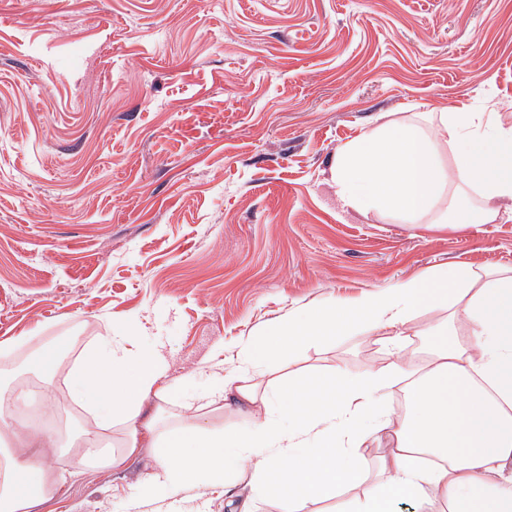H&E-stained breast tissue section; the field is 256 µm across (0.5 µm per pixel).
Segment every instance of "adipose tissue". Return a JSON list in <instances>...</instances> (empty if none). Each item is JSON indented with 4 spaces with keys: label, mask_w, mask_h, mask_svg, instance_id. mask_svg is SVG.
<instances>
[{
    "label": "adipose tissue",
    "mask_w": 512,
    "mask_h": 512,
    "mask_svg": "<svg viewBox=\"0 0 512 512\" xmlns=\"http://www.w3.org/2000/svg\"><path fill=\"white\" fill-rule=\"evenodd\" d=\"M332 173L342 205L404 224L465 227L512 220V122L462 107L419 112L340 146ZM439 315L418 374L406 370L414 318ZM382 336L385 364L361 373L337 368L341 392L323 401L313 388L284 384L277 358L317 336H332L351 316ZM126 336H103L63 364L56 348L27 370L63 378L72 402L92 413L68 439L37 426L0 424V512H37L63 481L53 467L32 469L16 448L77 449L80 464L118 467L139 449L152 471L139 485L142 512H160L159 495L203 483L232 487L248 478L250 498L278 512H311L339 500V512H512V267L477 271L440 265L354 301L289 311L245 345L237 366L202 388L165 383L161 356L131 351ZM401 389L405 405L388 401ZM155 398L145 407L146 398ZM181 399L161 437L160 404ZM236 405L243 424L210 435L204 411ZM121 426V452L104 438ZM382 436L392 448L376 468L362 449Z\"/></svg>",
    "instance_id": "adipose-tissue-1"
}]
</instances>
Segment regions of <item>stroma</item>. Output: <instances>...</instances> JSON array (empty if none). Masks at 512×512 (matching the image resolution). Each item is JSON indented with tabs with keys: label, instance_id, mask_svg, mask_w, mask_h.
Returning <instances> with one entry per match:
<instances>
[{
	"label": "stroma",
	"instance_id": "obj_1",
	"mask_svg": "<svg viewBox=\"0 0 512 512\" xmlns=\"http://www.w3.org/2000/svg\"><path fill=\"white\" fill-rule=\"evenodd\" d=\"M512 119V0H0V367L113 334L205 383L294 308L442 264L512 265V221L428 230L343 209L331 168L364 130L443 106ZM385 358L352 323L283 352L335 387ZM29 406L91 421L63 380ZM65 472L41 512H133L148 450ZM201 484L189 512H239Z\"/></svg>",
	"mask_w": 512,
	"mask_h": 512
}]
</instances>
